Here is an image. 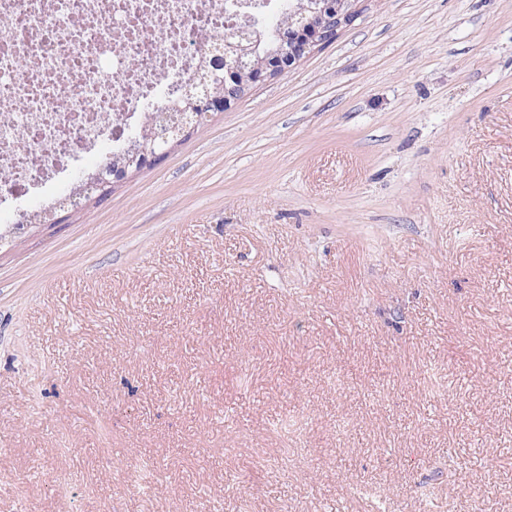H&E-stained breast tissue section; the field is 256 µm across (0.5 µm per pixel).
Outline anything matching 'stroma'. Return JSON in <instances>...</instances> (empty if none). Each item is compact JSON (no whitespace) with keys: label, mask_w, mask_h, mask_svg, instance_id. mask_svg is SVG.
Returning a JSON list of instances; mask_svg holds the SVG:
<instances>
[{"label":"stroma","mask_w":512,"mask_h":512,"mask_svg":"<svg viewBox=\"0 0 512 512\" xmlns=\"http://www.w3.org/2000/svg\"><path fill=\"white\" fill-rule=\"evenodd\" d=\"M356 7L0 242V512H512V0Z\"/></svg>","instance_id":"35a3bbf8"}]
</instances>
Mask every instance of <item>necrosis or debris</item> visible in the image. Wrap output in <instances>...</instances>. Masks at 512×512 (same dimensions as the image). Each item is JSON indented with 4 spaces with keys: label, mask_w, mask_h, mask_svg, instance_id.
<instances>
[{
    "label": "necrosis or debris",
    "mask_w": 512,
    "mask_h": 512,
    "mask_svg": "<svg viewBox=\"0 0 512 512\" xmlns=\"http://www.w3.org/2000/svg\"><path fill=\"white\" fill-rule=\"evenodd\" d=\"M286 0H0V218L131 148L146 106L182 105L224 37L266 31Z\"/></svg>",
    "instance_id": "obj_1"
}]
</instances>
